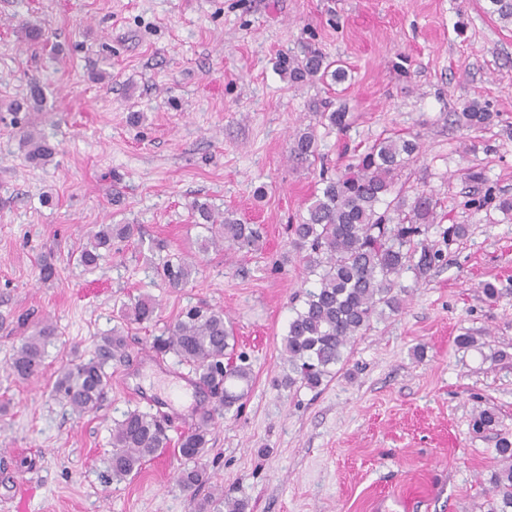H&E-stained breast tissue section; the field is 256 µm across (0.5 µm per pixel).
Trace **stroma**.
Returning <instances> with one entry per match:
<instances>
[{
  "mask_svg": "<svg viewBox=\"0 0 512 512\" xmlns=\"http://www.w3.org/2000/svg\"><path fill=\"white\" fill-rule=\"evenodd\" d=\"M484 0H0V512L27 486L28 512H195L210 494L245 512H487L497 431L512 432V27ZM42 27L28 44L22 24ZM313 44L346 80L292 82L283 52ZM42 111L6 112L31 77ZM476 100L502 123L467 132L451 115ZM344 109L346 131L320 115ZM144 113L142 124L128 116ZM32 120L55 149L43 167L21 145ZM315 126L323 166L288 158ZM386 133L419 135L398 176L407 198L438 200L426 239L445 255L426 282L405 272L399 312L375 318L320 388H286L282 339L305 278L286 259L288 227L319 188ZM479 171L484 183L469 180ZM264 197H255L257 187ZM265 230L263 250L200 253L190 201ZM102 224H134L98 268L77 250ZM466 224L469 236L444 242ZM198 263L182 288L156 284L170 255ZM54 264L42 280V261ZM493 283L495 297L483 292ZM141 295L157 318L125 331L126 356L107 367L99 408L78 416L54 388L58 370L93 356ZM223 308L251 363L242 406L216 417L202 459L208 480L188 493L166 451L140 473L109 480L112 426L130 410L190 430L214 401L174 354L147 364L154 336L183 308ZM56 334L40 372L15 379L3 363L43 324ZM472 333L474 346L455 339ZM496 430L474 432L480 410Z\"/></svg>",
  "mask_w": 512,
  "mask_h": 512,
  "instance_id": "35a3bbf8",
  "label": "stroma"
}]
</instances>
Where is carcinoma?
Segmentation results:
<instances>
[{
  "instance_id": "carcinoma-1",
  "label": "carcinoma",
  "mask_w": 512,
  "mask_h": 512,
  "mask_svg": "<svg viewBox=\"0 0 512 512\" xmlns=\"http://www.w3.org/2000/svg\"><path fill=\"white\" fill-rule=\"evenodd\" d=\"M484 12L512 26V0H486ZM281 68L292 80L345 81L346 71L333 67L315 47H308L303 58L283 56ZM45 92L39 80H29L26 95L5 105L8 112L42 111ZM456 125L466 131L481 129L501 118L486 105L472 101L454 113ZM22 146L27 158L37 166L47 164L55 149L45 137L29 132ZM417 138L380 137L366 151L357 155L344 170L331 176L322 172L320 193L314 195L300 221L290 225V246L300 255L306 277L314 282L301 291L302 305L288 322L283 337V355L288 375L283 385L297 384L311 390L319 388L330 368L344 361L351 343L367 330L374 317L402 308L400 282L406 270L424 280L442 261V252L421 239L434 223L438 201L421 193L412 203L395 190V177L416 161ZM320 158L315 127L298 132L289 145V159L298 164H313ZM385 209H380V205ZM191 214L201 220L209 235L199 251L227 245L240 251L261 249L262 232L254 224H243L233 213L215 211L211 205L196 200L190 203ZM137 231L134 224H102L90 242L79 252L78 262L92 270L105 257L112 240L128 239ZM199 273L198 264L181 256L167 259L160 276L169 288L186 285ZM157 317V303L150 296H140L127 308L125 319L137 324L150 323ZM55 336L46 324L31 336L20 340L6 369L16 378L26 380L41 368L45 347ZM233 329L224 319V311L212 306H192L179 314L176 322L157 336L153 348L160 354H174L188 365L199 385L218 405L203 410L200 423L172 441L162 420L155 415L130 411L112 427V452L107 460L112 479L121 482L157 453L177 447L184 460L177 483L191 490L207 479L199 465L208 444L209 426L215 415L228 410L244 394L228 388L232 381L249 382L251 368L246 358L233 361ZM124 330L112 328L98 347L95 357L65 366L56 381L57 388L72 412L84 415L98 408L104 398L109 376L105 365L125 355ZM496 455L503 466L492 473L493 501L491 512H512V434L503 433L496 443Z\"/></svg>"
}]
</instances>
